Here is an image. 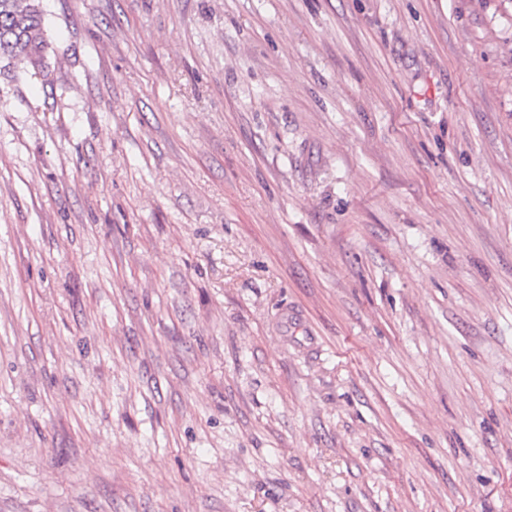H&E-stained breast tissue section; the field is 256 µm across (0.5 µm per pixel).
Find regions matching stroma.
Wrapping results in <instances>:
<instances>
[{
	"label": "stroma",
	"mask_w": 512,
	"mask_h": 512,
	"mask_svg": "<svg viewBox=\"0 0 512 512\" xmlns=\"http://www.w3.org/2000/svg\"><path fill=\"white\" fill-rule=\"evenodd\" d=\"M41 3L0 512H512V0Z\"/></svg>",
	"instance_id": "obj_1"
}]
</instances>
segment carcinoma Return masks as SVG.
<instances>
[{
	"label": "carcinoma",
	"instance_id": "cac0c4a2",
	"mask_svg": "<svg viewBox=\"0 0 512 512\" xmlns=\"http://www.w3.org/2000/svg\"><path fill=\"white\" fill-rule=\"evenodd\" d=\"M39 0H0V59L38 69L49 50Z\"/></svg>",
	"mask_w": 512,
	"mask_h": 512
}]
</instances>
